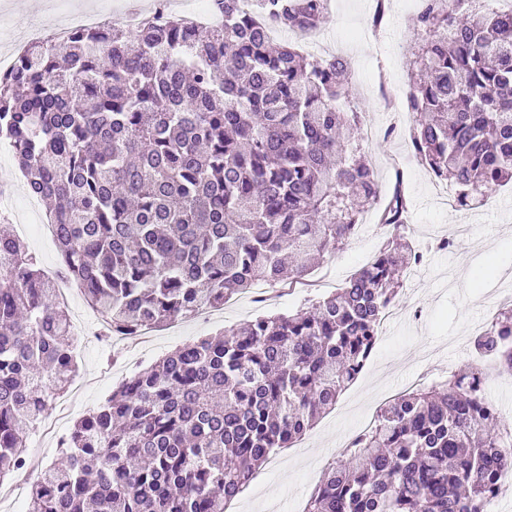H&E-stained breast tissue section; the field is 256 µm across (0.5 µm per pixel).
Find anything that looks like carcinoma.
Segmentation results:
<instances>
[{"mask_svg": "<svg viewBox=\"0 0 512 512\" xmlns=\"http://www.w3.org/2000/svg\"><path fill=\"white\" fill-rule=\"evenodd\" d=\"M263 21L321 26L324 0H256ZM224 25L165 11L138 29L73 30L0 76V140L50 201L59 272L133 335L218 308L259 284L301 283L380 196L356 134L348 64L273 44L238 0ZM409 141L458 207L512 181V11L421 0ZM402 184L377 210L386 240L310 309L260 315L183 344L125 380L61 442L29 512H224L364 368L402 274ZM35 257L0 233V478L26 462L24 429L78 372L70 320ZM512 371V308L472 341ZM499 420L473 369L385 404L324 472L304 512H489Z\"/></svg>", "mask_w": 512, "mask_h": 512, "instance_id": "1", "label": "carcinoma"}]
</instances>
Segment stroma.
<instances>
[{"label":"stroma","instance_id":"1","mask_svg":"<svg viewBox=\"0 0 512 512\" xmlns=\"http://www.w3.org/2000/svg\"><path fill=\"white\" fill-rule=\"evenodd\" d=\"M69 8L118 11L130 0H0V56L9 55L45 22L59 3ZM320 28L327 53L349 59L350 78L365 119L359 132L361 151L372 166L381 195L403 181L409 201L403 233L424 253L420 275L404 281L399 304L405 313L387 322L364 370L293 447L281 449L255 475L225 512H304L307 500L329 464L339 459L343 441L363 430L391 395L411 387L425 350H437L434 367L471 366L473 330L489 323L499 309L494 292L505 269H512V183L485 193L481 204L457 208L438 192L434 175L407 150L413 115L388 109L386 101L407 95L419 39L411 28L415 9L406 0H386L384 23L373 29L376 0H332ZM394 135H386L389 124ZM469 225L465 237L456 227ZM452 238V249L435 245L436 235ZM384 241L374 213H366L351 242L325 255L310 272L307 285L279 286L270 291L264 310L293 313L309 308L314 296L336 289L368 262ZM262 310L249 295H236L207 317L183 320L178 328L160 327L137 345H112L98 339L78 356L81 389L74 395V417L103 403L123 380L148 368L165 354L200 336L230 330Z\"/></svg>","mask_w":512,"mask_h":512}]
</instances>
